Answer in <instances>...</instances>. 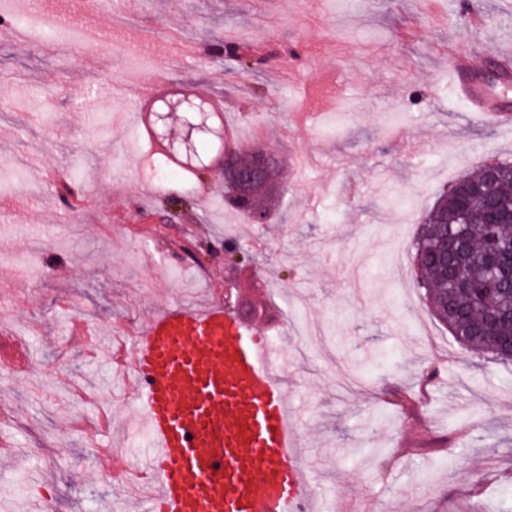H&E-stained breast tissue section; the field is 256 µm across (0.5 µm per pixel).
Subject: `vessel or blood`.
Segmentation results:
<instances>
[{"label":"vessel or blood","instance_id":"b4317fda","mask_svg":"<svg viewBox=\"0 0 512 512\" xmlns=\"http://www.w3.org/2000/svg\"><path fill=\"white\" fill-rule=\"evenodd\" d=\"M471 59L453 60L457 92L475 111L512 120L504 91ZM129 362L149 447L138 474L156 485L151 512H307L312 486L280 352L262 329L217 301L174 303L135 336ZM0 366L22 376L30 355L14 346Z\"/></svg>","mask_w":512,"mask_h":512}]
</instances>
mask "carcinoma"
Instances as JSON below:
<instances>
[{"label":"carcinoma","instance_id":"carcinoma-1","mask_svg":"<svg viewBox=\"0 0 512 512\" xmlns=\"http://www.w3.org/2000/svg\"><path fill=\"white\" fill-rule=\"evenodd\" d=\"M153 175L171 183L183 180L182 167L164 153H153ZM503 176L495 204L506 214L500 223L482 220L489 203L481 198L462 200L453 189L442 192L425 214L411 251L416 280L427 306L455 338L465 336L460 346L470 355L509 362L499 351L500 341L512 336V288L496 280L483 257L496 255L503 261L512 256V160L501 162ZM247 213L248 205L238 190L227 187L216 205ZM462 236L467 248L448 260L443 268L439 252L444 242Z\"/></svg>","mask_w":512,"mask_h":512}]
</instances>
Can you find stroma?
I'll return each instance as SVG.
<instances>
[{
	"instance_id": "stroma-1",
	"label": "stroma",
	"mask_w": 512,
	"mask_h": 512,
	"mask_svg": "<svg viewBox=\"0 0 512 512\" xmlns=\"http://www.w3.org/2000/svg\"><path fill=\"white\" fill-rule=\"evenodd\" d=\"M439 2L434 25L417 0H11L74 25H0V321L56 371L0 373V512H127L142 486L100 478L83 435L112 415L143 462L112 338L227 294L285 359L314 512H512V362L467 361L410 260L443 187L512 159V124L470 111L449 71L477 43L512 49V0ZM234 35L250 72L215 55ZM182 92L280 159L270 223L215 208L219 178L147 179V107ZM392 384L411 406L383 401Z\"/></svg>"
}]
</instances>
